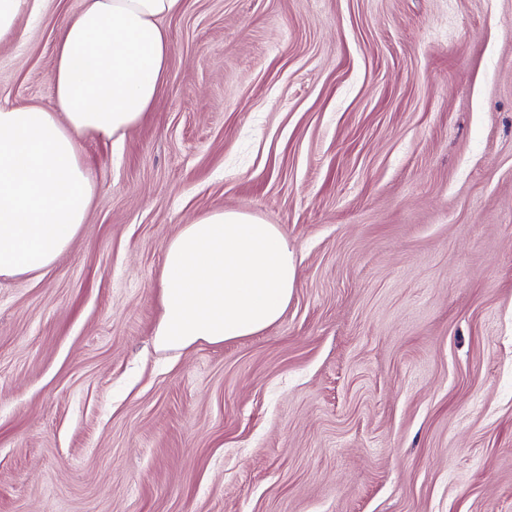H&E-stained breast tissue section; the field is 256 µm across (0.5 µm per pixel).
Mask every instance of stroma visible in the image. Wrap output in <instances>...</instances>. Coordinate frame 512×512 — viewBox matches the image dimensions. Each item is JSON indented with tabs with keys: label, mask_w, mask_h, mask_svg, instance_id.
Instances as JSON below:
<instances>
[{
	"label": "stroma",
	"mask_w": 512,
	"mask_h": 512,
	"mask_svg": "<svg viewBox=\"0 0 512 512\" xmlns=\"http://www.w3.org/2000/svg\"><path fill=\"white\" fill-rule=\"evenodd\" d=\"M82 0L0 44L52 103ZM86 224L0 276V512H512V0H186ZM276 225L283 317L162 352L164 250Z\"/></svg>",
	"instance_id": "1"
}]
</instances>
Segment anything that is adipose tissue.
<instances>
[{
  "instance_id": "obj_1",
  "label": "adipose tissue",
  "mask_w": 512,
  "mask_h": 512,
  "mask_svg": "<svg viewBox=\"0 0 512 512\" xmlns=\"http://www.w3.org/2000/svg\"><path fill=\"white\" fill-rule=\"evenodd\" d=\"M185 0H84L62 25L50 107L0 104V276L52 267L85 224L96 184L79 139L119 142L160 94L164 19ZM296 276L276 225L235 210L196 217L165 246L160 349L260 333L284 314Z\"/></svg>"
}]
</instances>
